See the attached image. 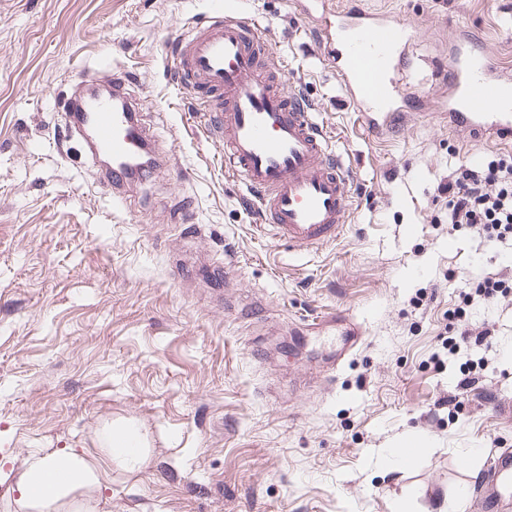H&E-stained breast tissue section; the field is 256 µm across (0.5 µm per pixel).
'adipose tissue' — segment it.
I'll return each mask as SVG.
<instances>
[{"label": "adipose tissue", "mask_w": 512, "mask_h": 512, "mask_svg": "<svg viewBox=\"0 0 512 512\" xmlns=\"http://www.w3.org/2000/svg\"><path fill=\"white\" fill-rule=\"evenodd\" d=\"M99 453L69 451L25 458L19 466L0 467L7 494L23 512H101L98 492L112 467L133 471L148 462L147 451L134 424L118 423L97 434Z\"/></svg>", "instance_id": "ef3b65f1"}]
</instances>
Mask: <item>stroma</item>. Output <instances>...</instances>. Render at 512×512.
<instances>
[{
	"mask_svg": "<svg viewBox=\"0 0 512 512\" xmlns=\"http://www.w3.org/2000/svg\"><path fill=\"white\" fill-rule=\"evenodd\" d=\"M208 2L0 0V459L93 454L100 426L131 421L149 461L113 470L109 512H459L489 451L512 448L492 408L512 402V295L459 323L486 343L438 350L465 284L512 270V242L448 222L439 183L501 148L449 129L441 71L465 31L512 65V0H357L416 31L420 107L378 136L295 0H242L265 66L350 170L344 233L310 250L262 227L175 79L171 44ZM121 69L171 163L119 200L59 126L83 74ZM347 318L367 339L333 372Z\"/></svg>",
	"mask_w": 512,
	"mask_h": 512,
	"instance_id": "stroma-1",
	"label": "stroma"
}]
</instances>
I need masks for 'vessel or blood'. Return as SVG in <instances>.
Masks as SVG:
<instances>
[{"label": "vessel or blood", "instance_id": "1", "mask_svg": "<svg viewBox=\"0 0 512 512\" xmlns=\"http://www.w3.org/2000/svg\"><path fill=\"white\" fill-rule=\"evenodd\" d=\"M315 21L319 43L336 79L369 133L377 135L415 109L405 87L413 26L360 7L327 10V0H299ZM262 46L235 0H212L208 16L173 44L178 83L193 92L195 111L209 116L210 135L224 142V167L241 177L274 236L297 249L336 241L350 205L348 168L329 146L301 96L261 63ZM448 125L512 145V74L504 73L469 40L450 53ZM121 77L112 99L82 105L68 98L61 133L82 138L91 157L110 155L106 185L120 190L139 175L135 157L151 136L137 117ZM479 491L486 512H512V449L491 452Z\"/></svg>", "mask_w": 512, "mask_h": 512}]
</instances>
